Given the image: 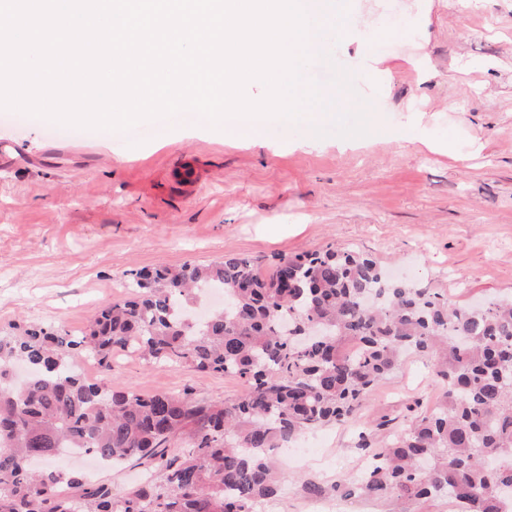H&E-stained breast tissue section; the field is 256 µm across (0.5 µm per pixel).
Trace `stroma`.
<instances>
[{
	"mask_svg": "<svg viewBox=\"0 0 512 512\" xmlns=\"http://www.w3.org/2000/svg\"><path fill=\"white\" fill-rule=\"evenodd\" d=\"M332 63L352 78L339 107L380 102L388 137L338 149L306 131L231 141L193 114L131 132H74L10 112L0 120V332L32 324L78 333L125 295L130 271L239 254L269 264L350 248L459 307L512 295V0H353ZM454 141L464 161L444 151ZM200 179L183 183L180 164ZM410 357L382 382L357 427L303 436L268 512H315L359 472L357 431L388 438L442 383ZM112 386L189 391L221 403L244 384L185 365L112 353ZM314 483L319 494L307 493Z\"/></svg>",
	"mask_w": 512,
	"mask_h": 512,
	"instance_id": "obj_1",
	"label": "stroma"
}]
</instances>
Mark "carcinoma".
<instances>
[{
  "mask_svg": "<svg viewBox=\"0 0 512 512\" xmlns=\"http://www.w3.org/2000/svg\"><path fill=\"white\" fill-rule=\"evenodd\" d=\"M129 296L79 336L32 327L0 335V512H256L284 473L268 457L300 434L343 423L414 353L445 390L390 442L368 453L357 486L376 499L446 497L460 512L512 499V301L457 307L373 258L328 247L129 273ZM224 308L188 320L203 288ZM242 379L223 403L112 389L71 369L76 351L112 370L114 350ZM181 437L182 453L166 446ZM78 448L107 466L158 459V475L115 499L112 488L56 466Z\"/></svg>",
  "mask_w": 512,
  "mask_h": 512,
  "instance_id": "obj_1",
  "label": "carcinoma"
}]
</instances>
